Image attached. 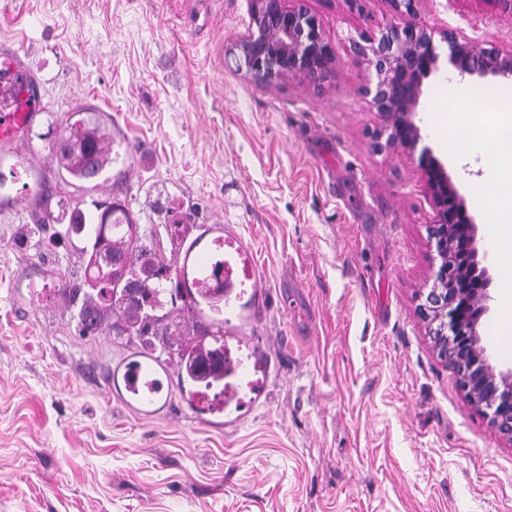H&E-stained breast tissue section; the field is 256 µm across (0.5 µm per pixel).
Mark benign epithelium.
I'll list each match as a JSON object with an SVG mask.
<instances>
[{
    "instance_id": "obj_1",
    "label": "benign epithelium",
    "mask_w": 512,
    "mask_h": 512,
    "mask_svg": "<svg viewBox=\"0 0 512 512\" xmlns=\"http://www.w3.org/2000/svg\"><path fill=\"white\" fill-rule=\"evenodd\" d=\"M387 2L395 13L414 16L422 0ZM436 35L446 43L448 63L460 77L512 78V53L481 48L453 29L436 32L407 23L385 28L364 45L354 43L356 54L375 70V78L360 93L386 117V128L374 135V147L420 150L419 168L439 209L428 237L439 265L432 286L420 294L418 312L470 403L512 439V368L502 370L490 362L479 330L493 296L492 278L479 260L476 225L442 162L428 147L418 148V102L424 81L439 70ZM230 54L244 62L250 79L262 83L303 77L319 86L335 62L334 47L323 37L308 0H291L289 5L286 0H253L247 33Z\"/></svg>"
}]
</instances>
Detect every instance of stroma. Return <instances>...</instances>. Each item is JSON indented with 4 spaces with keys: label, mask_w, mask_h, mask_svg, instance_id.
<instances>
[{
    "label": "stroma",
    "mask_w": 512,
    "mask_h": 512,
    "mask_svg": "<svg viewBox=\"0 0 512 512\" xmlns=\"http://www.w3.org/2000/svg\"><path fill=\"white\" fill-rule=\"evenodd\" d=\"M336 65L322 87L258 84L225 61L250 0H0V56L20 52L45 109L23 144L0 143V512H512V441L467 400L416 307L436 266L438 209L401 149L376 151L382 113L359 89L353 45L400 20L386 0H309ZM413 23L512 52L500 0H425ZM485 96L511 81H426L416 121L480 229L493 172L482 151L448 158L428 116L452 84ZM76 111L121 153L97 187L70 178L50 132ZM197 231L249 243L263 299L224 308L240 369L225 410L192 409L155 366L152 404L127 389L135 346L80 335L62 298L81 258L57 231L68 211L119 201L141 223L154 200ZM39 227L32 235L31 227Z\"/></svg>",
    "instance_id": "1"
}]
</instances>
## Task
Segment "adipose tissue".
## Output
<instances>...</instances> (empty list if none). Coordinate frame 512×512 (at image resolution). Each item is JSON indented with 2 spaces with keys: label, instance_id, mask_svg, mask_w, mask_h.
<instances>
[{
  "label": "adipose tissue",
  "instance_id": "1",
  "mask_svg": "<svg viewBox=\"0 0 512 512\" xmlns=\"http://www.w3.org/2000/svg\"><path fill=\"white\" fill-rule=\"evenodd\" d=\"M498 109L482 111L481 122L468 125L460 134H453L449 113L434 112L430 115L432 126L447 134L449 148H456L460 138L481 139L491 134L501 150L494 166L497 189L492 197L491 222L486 231L495 244L498 269L501 313L495 326L500 343L512 351V88L496 91Z\"/></svg>",
  "mask_w": 512,
  "mask_h": 512
}]
</instances>
